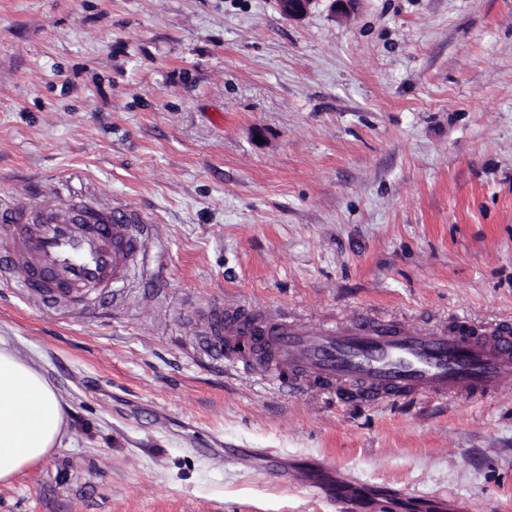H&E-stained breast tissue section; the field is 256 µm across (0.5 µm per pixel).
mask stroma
I'll use <instances>...</instances> for the list:
<instances>
[{
  "label": "stroma",
  "mask_w": 512,
  "mask_h": 512,
  "mask_svg": "<svg viewBox=\"0 0 512 512\" xmlns=\"http://www.w3.org/2000/svg\"><path fill=\"white\" fill-rule=\"evenodd\" d=\"M135 213L107 312L0 271L64 411L0 512H512V392L339 406L232 371L207 302L512 320V0H0V210ZM316 0H275L279 13L288 20L299 21L304 18Z\"/></svg>",
  "instance_id": "35a3bbf8"
}]
</instances>
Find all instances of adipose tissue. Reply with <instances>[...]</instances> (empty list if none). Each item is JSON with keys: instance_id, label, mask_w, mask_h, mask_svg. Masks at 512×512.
I'll use <instances>...</instances> for the list:
<instances>
[{"instance_id": "obj_1", "label": "adipose tissue", "mask_w": 512, "mask_h": 512, "mask_svg": "<svg viewBox=\"0 0 512 512\" xmlns=\"http://www.w3.org/2000/svg\"><path fill=\"white\" fill-rule=\"evenodd\" d=\"M63 410L44 377L0 348V481H10L45 458L62 434Z\"/></svg>"}]
</instances>
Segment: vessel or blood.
<instances>
[{
  "label": "vessel or blood",
  "instance_id": "vessel-or-blood-1",
  "mask_svg": "<svg viewBox=\"0 0 512 512\" xmlns=\"http://www.w3.org/2000/svg\"><path fill=\"white\" fill-rule=\"evenodd\" d=\"M19 205L0 211V261L27 269L24 289L41 301L93 308L111 301L137 267L141 225L118 209L71 198L32 222ZM203 333L225 360L296 393L369 406L395 398L481 399L512 390V323L459 317L437 329L361 313L308 323L233 305L201 311Z\"/></svg>",
  "mask_w": 512,
  "mask_h": 512
}]
</instances>
